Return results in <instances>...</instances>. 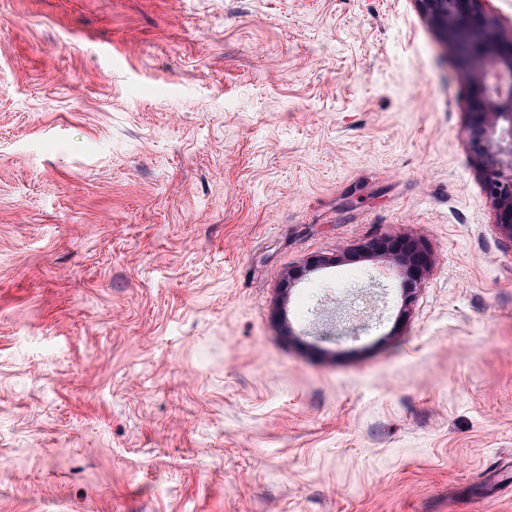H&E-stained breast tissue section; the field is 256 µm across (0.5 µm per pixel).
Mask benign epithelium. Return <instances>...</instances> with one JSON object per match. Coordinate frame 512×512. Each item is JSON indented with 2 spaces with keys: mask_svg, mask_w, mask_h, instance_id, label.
Wrapping results in <instances>:
<instances>
[{
  "mask_svg": "<svg viewBox=\"0 0 512 512\" xmlns=\"http://www.w3.org/2000/svg\"><path fill=\"white\" fill-rule=\"evenodd\" d=\"M423 12L452 45L457 66L472 76L475 94L465 136L483 175L497 214L499 231L512 239V81L494 91L495 70L512 75V40L501 39L489 0H418ZM370 254H384L404 270L406 291L413 294L428 265V254L415 243L375 240Z\"/></svg>",
  "mask_w": 512,
  "mask_h": 512,
  "instance_id": "1",
  "label": "benign epithelium"
}]
</instances>
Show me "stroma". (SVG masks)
Instances as JSON below:
<instances>
[{"label":"stroma","instance_id":"obj_1","mask_svg":"<svg viewBox=\"0 0 512 512\" xmlns=\"http://www.w3.org/2000/svg\"><path fill=\"white\" fill-rule=\"evenodd\" d=\"M472 91L415 0H0V512H512ZM364 248L369 254L387 255L391 262L403 269L406 275V291L409 294L414 292L428 265V254L424 248L399 239L375 240Z\"/></svg>","mask_w":512,"mask_h":512}]
</instances>
